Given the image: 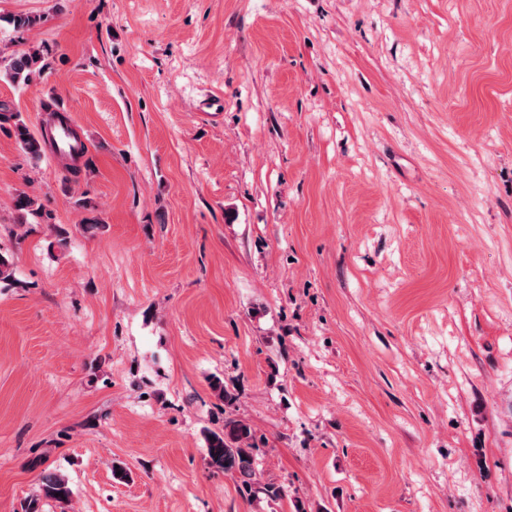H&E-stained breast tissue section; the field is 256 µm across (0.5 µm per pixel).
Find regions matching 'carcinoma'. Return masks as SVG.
<instances>
[{"instance_id":"1","label":"carcinoma","mask_w":512,"mask_h":512,"mask_svg":"<svg viewBox=\"0 0 512 512\" xmlns=\"http://www.w3.org/2000/svg\"><path fill=\"white\" fill-rule=\"evenodd\" d=\"M41 60L42 53L38 49L13 54L8 60L6 75L15 83H26L40 72ZM1 120L14 121L16 139L36 160L43 157L46 149L55 146L53 137L32 133L21 113L9 111L6 104H0ZM206 441L209 464L237 478L241 489L248 495H262L268 501H277L286 495L282 486L261 480L254 454L255 435L250 426L239 420L228 419L224 422V431L208 433ZM41 490L45 497L60 502L67 500L71 494L66 480L53 472L41 475Z\"/></svg>"}]
</instances>
